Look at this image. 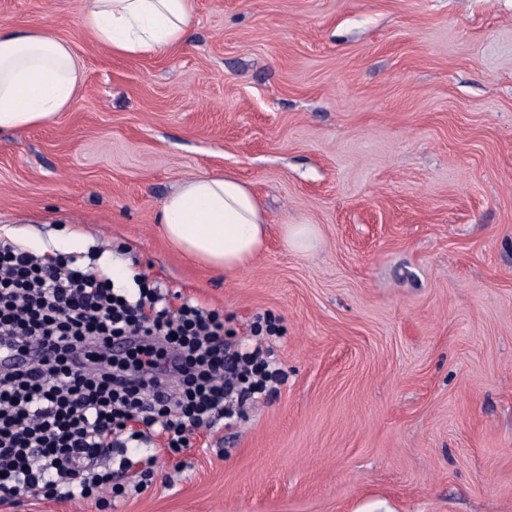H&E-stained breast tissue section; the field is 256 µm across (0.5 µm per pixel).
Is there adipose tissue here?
<instances>
[{
  "instance_id": "obj_1",
  "label": "adipose tissue",
  "mask_w": 512,
  "mask_h": 512,
  "mask_svg": "<svg viewBox=\"0 0 512 512\" xmlns=\"http://www.w3.org/2000/svg\"><path fill=\"white\" fill-rule=\"evenodd\" d=\"M193 0H83L85 29L112 53L151 58L189 40ZM81 65L47 29L0 27V133L49 123L72 103ZM166 236L182 252L227 274L246 270L264 248L269 217L236 174L180 182L160 208Z\"/></svg>"
}]
</instances>
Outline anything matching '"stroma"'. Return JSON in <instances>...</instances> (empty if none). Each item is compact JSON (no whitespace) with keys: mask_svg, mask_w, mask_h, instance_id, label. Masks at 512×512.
<instances>
[{"mask_svg":"<svg viewBox=\"0 0 512 512\" xmlns=\"http://www.w3.org/2000/svg\"><path fill=\"white\" fill-rule=\"evenodd\" d=\"M82 66L49 125L0 134V240L129 266L263 339L286 372L177 458L95 471L109 512H512V0H194L188 44L113 55L81 0H0ZM266 205L245 271L184 257L158 220L200 173ZM318 228L314 252L281 226Z\"/></svg>","mask_w":512,"mask_h":512,"instance_id":"obj_1","label":"stroma"}]
</instances>
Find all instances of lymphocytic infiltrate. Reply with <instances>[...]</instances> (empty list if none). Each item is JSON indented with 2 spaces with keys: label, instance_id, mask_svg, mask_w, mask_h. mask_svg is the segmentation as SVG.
<instances>
[{
  "label": "lymphocytic infiltrate",
  "instance_id": "1",
  "mask_svg": "<svg viewBox=\"0 0 512 512\" xmlns=\"http://www.w3.org/2000/svg\"><path fill=\"white\" fill-rule=\"evenodd\" d=\"M2 339L27 362L0 371V505L118 497L111 473L91 470L99 457L150 434L181 454L283 376L261 344L225 339L217 311L1 240Z\"/></svg>",
  "mask_w": 512,
  "mask_h": 512
}]
</instances>
